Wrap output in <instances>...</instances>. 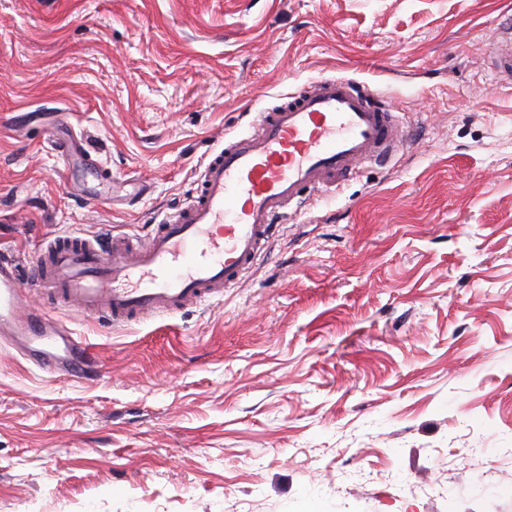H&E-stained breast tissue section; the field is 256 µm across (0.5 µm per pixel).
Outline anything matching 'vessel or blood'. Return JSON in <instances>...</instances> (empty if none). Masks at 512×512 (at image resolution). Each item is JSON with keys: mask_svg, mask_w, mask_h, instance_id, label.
I'll list each match as a JSON object with an SVG mask.
<instances>
[{"mask_svg": "<svg viewBox=\"0 0 512 512\" xmlns=\"http://www.w3.org/2000/svg\"><path fill=\"white\" fill-rule=\"evenodd\" d=\"M489 52L501 84L512 86V24ZM406 142L394 107L369 86L335 76L310 81L260 113L254 132L213 151L195 195L143 242L63 237L39 247L28 266L0 261V339L44 371L87 377L94 355L55 304L114 326L198 306L241 282L292 207L334 193ZM24 285L47 305L22 308Z\"/></svg>", "mask_w": 512, "mask_h": 512, "instance_id": "1", "label": "vessel or blood"}]
</instances>
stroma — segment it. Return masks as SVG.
I'll list each match as a JSON object with an SVG mask.
<instances>
[{
    "instance_id": "stroma-1",
    "label": "stroma",
    "mask_w": 512,
    "mask_h": 512,
    "mask_svg": "<svg viewBox=\"0 0 512 512\" xmlns=\"http://www.w3.org/2000/svg\"><path fill=\"white\" fill-rule=\"evenodd\" d=\"M512 0H0V258L146 238L209 154L324 76L408 139L204 305L0 345V512H512ZM84 142L63 158L59 113ZM143 193L110 201L112 180ZM499 81L512 86V24L503 27L488 47Z\"/></svg>"
}]
</instances>
